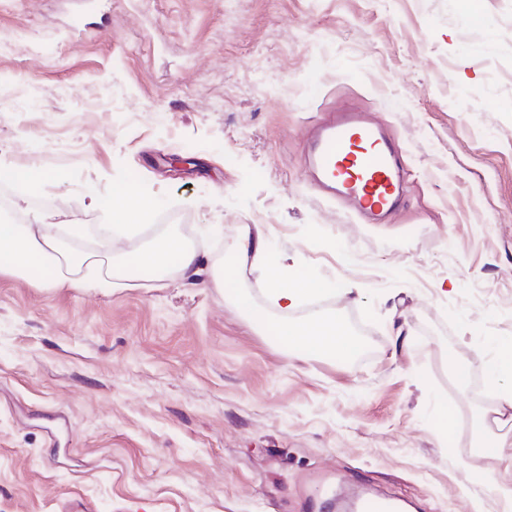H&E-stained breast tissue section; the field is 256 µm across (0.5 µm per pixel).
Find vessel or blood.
<instances>
[{
	"instance_id": "b4317fda",
	"label": "vessel or blood",
	"mask_w": 512,
	"mask_h": 512,
	"mask_svg": "<svg viewBox=\"0 0 512 512\" xmlns=\"http://www.w3.org/2000/svg\"><path fill=\"white\" fill-rule=\"evenodd\" d=\"M306 169L327 197L351 202L372 224L405 196L398 146L378 123L353 108L331 113L315 127Z\"/></svg>"
}]
</instances>
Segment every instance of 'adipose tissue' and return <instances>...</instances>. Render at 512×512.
<instances>
[{
  "label": "adipose tissue",
  "instance_id": "adipose-tissue-1",
  "mask_svg": "<svg viewBox=\"0 0 512 512\" xmlns=\"http://www.w3.org/2000/svg\"><path fill=\"white\" fill-rule=\"evenodd\" d=\"M153 200L142 197L133 187L115 190L108 211L109 223L96 227L57 224L50 216L36 217L31 224H0V275L29 276L32 269L43 271V285L58 290L92 291L105 295L117 288H140L152 274L175 271L184 277L200 274L199 254L174 233L161 235L136 256V271H126L112 250V235L119 224L146 213ZM234 260L260 268L270 281L268 303L281 311L297 307L309 294L323 293L327 283L315 278H284L280 260L272 258L265 240L241 225ZM279 336L297 349L318 355L350 358L360 350L358 340L339 317L327 314L303 324L283 321ZM492 345L498 353L489 366L488 382L496 392L491 412L481 423L489 431L478 445L485 454L502 455L512 440L501 429L512 421V338H498Z\"/></svg>",
  "mask_w": 512,
  "mask_h": 512
}]
</instances>
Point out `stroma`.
Segmentation results:
<instances>
[{
	"mask_svg": "<svg viewBox=\"0 0 512 512\" xmlns=\"http://www.w3.org/2000/svg\"><path fill=\"white\" fill-rule=\"evenodd\" d=\"M0 0V195L23 223L156 206L127 264L190 231L207 275L112 294L0 275V512H324L369 493L407 512H504L478 452L483 373L512 337V0ZM371 112L407 203L359 224L303 167L325 111ZM49 178L31 188L15 172ZM98 207H90V198ZM257 226L289 275L324 279L351 358L287 350ZM449 421H442L444 409ZM154 201L142 197L132 186L113 191L108 217L118 223H128L132 217L153 209Z\"/></svg>",
	"mask_w": 512,
	"mask_h": 512,
	"instance_id": "35a3bbf8",
	"label": "stroma"
}]
</instances>
